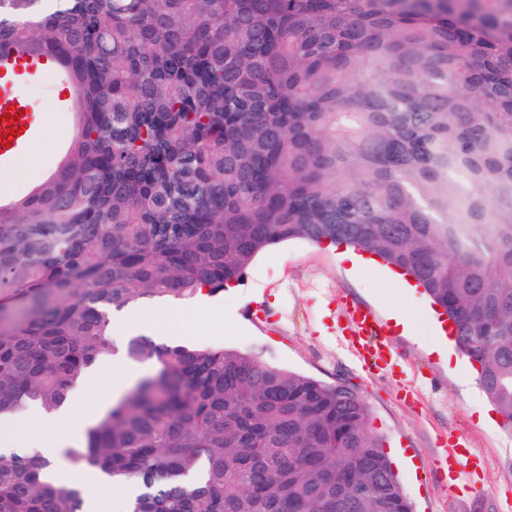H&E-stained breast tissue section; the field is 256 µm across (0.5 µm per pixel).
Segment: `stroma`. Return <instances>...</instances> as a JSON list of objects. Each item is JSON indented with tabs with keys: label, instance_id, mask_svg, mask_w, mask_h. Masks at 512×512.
I'll return each instance as SVG.
<instances>
[{
	"label": "stroma",
	"instance_id": "1",
	"mask_svg": "<svg viewBox=\"0 0 512 512\" xmlns=\"http://www.w3.org/2000/svg\"><path fill=\"white\" fill-rule=\"evenodd\" d=\"M61 92L49 75L30 87L29 101L37 117L67 131L71 115L56 107ZM388 273L352 269L322 246L283 243L258 256L243 282L208 306L185 304L183 339L355 390L369 409L368 430L399 451L393 467L414 512H512V432L497 419L479 422V409L491 403L467 357L446 365L428 354L427 336L391 332L381 301L392 291ZM356 306L376 312L393 365L369 370L354 355L347 319ZM457 441L474 458L452 486L448 447Z\"/></svg>",
	"mask_w": 512,
	"mask_h": 512
}]
</instances>
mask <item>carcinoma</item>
<instances>
[{
    "label": "carcinoma",
    "mask_w": 512,
    "mask_h": 512,
    "mask_svg": "<svg viewBox=\"0 0 512 512\" xmlns=\"http://www.w3.org/2000/svg\"><path fill=\"white\" fill-rule=\"evenodd\" d=\"M3 53L54 57L78 119L0 207V415L59 406L116 351L113 312L302 240L414 279L512 431V0H0ZM122 347L149 371L67 459L136 480L131 512H412L348 387ZM50 467L0 448V512H84ZM58 136V132H52L43 141L37 144L30 152L18 158L17 169L19 171H24L26 168L30 166L35 156L41 150L51 147L38 158L36 167L30 173H28L23 178L15 179L12 182L11 186L6 191L0 194L3 195L5 192H7V195L25 193L34 186L40 184L46 178L47 175L57 167L58 162L60 160V142L65 139L67 143V141L70 138L67 135H61L59 138H62L59 139L54 146H52Z\"/></svg>",
    "instance_id": "obj_1"
}]
</instances>
